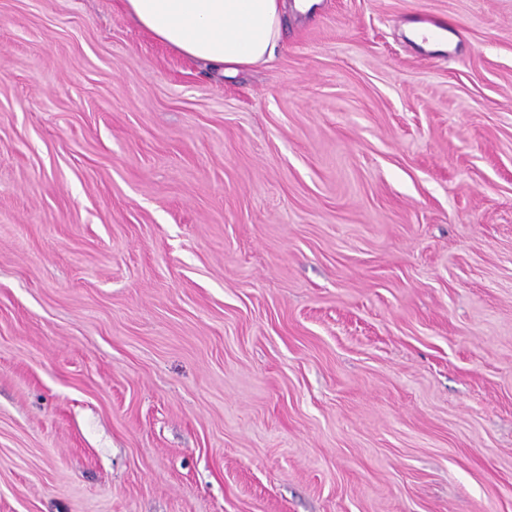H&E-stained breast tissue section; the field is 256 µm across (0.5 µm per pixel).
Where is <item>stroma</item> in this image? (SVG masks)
Segmentation results:
<instances>
[{
    "label": "stroma",
    "instance_id": "35a3bbf8",
    "mask_svg": "<svg viewBox=\"0 0 512 512\" xmlns=\"http://www.w3.org/2000/svg\"><path fill=\"white\" fill-rule=\"evenodd\" d=\"M0 512H512V0H0ZM158 41L214 68L268 62L280 39L287 0H123Z\"/></svg>",
    "mask_w": 512,
    "mask_h": 512
}]
</instances>
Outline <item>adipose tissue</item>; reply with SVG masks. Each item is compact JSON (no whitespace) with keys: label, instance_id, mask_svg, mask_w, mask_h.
Wrapping results in <instances>:
<instances>
[{"label":"adipose tissue","instance_id":"obj_1","mask_svg":"<svg viewBox=\"0 0 512 512\" xmlns=\"http://www.w3.org/2000/svg\"><path fill=\"white\" fill-rule=\"evenodd\" d=\"M307 0H123L125 11L158 41L214 68L269 61L288 7Z\"/></svg>","mask_w":512,"mask_h":512}]
</instances>
